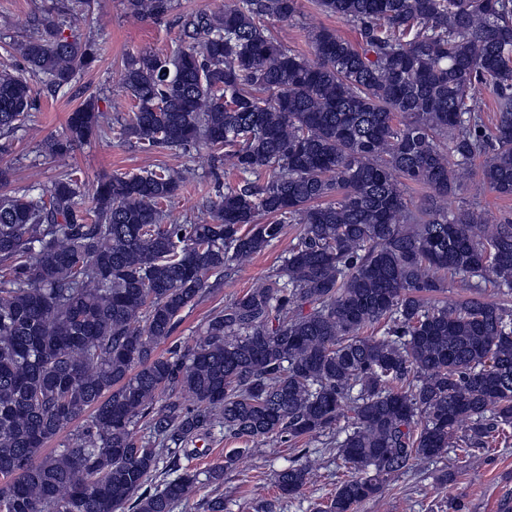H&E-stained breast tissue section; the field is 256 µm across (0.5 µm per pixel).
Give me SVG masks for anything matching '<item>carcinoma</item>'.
<instances>
[{"mask_svg": "<svg viewBox=\"0 0 512 512\" xmlns=\"http://www.w3.org/2000/svg\"><path fill=\"white\" fill-rule=\"evenodd\" d=\"M355 38L316 27L314 59L278 40L298 0H227L186 16L168 53L125 67L135 109L89 98L50 136L51 159L108 131L149 150L203 144L231 162L206 224H166L180 173L113 174L85 190L65 171L41 195L0 163V503L6 512H174L205 476L180 470L215 425L245 444L298 441L347 420L352 470L319 512H355L391 473L512 429V219L448 209L477 171L512 197V0H316ZM92 0L33 19L23 73L0 75V137L34 109L25 77L68 88L97 59L64 35ZM162 19L174 0H121ZM496 121L485 123L483 92ZM425 192L411 208L410 191ZM270 221L263 224L259 217ZM302 231L282 267L221 309L194 346L159 351L229 262ZM469 295L448 302V279ZM379 336L364 335L372 326ZM89 415L60 451L48 444ZM163 479L144 489L157 474ZM311 468L275 473L299 494Z\"/></svg>", "mask_w": 512, "mask_h": 512, "instance_id": "carcinoma-1", "label": "carcinoma"}]
</instances>
